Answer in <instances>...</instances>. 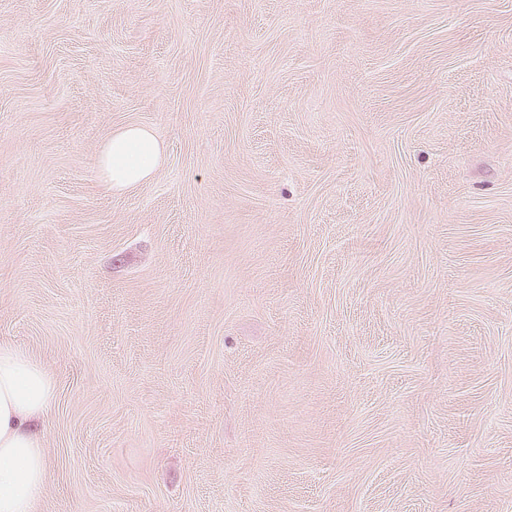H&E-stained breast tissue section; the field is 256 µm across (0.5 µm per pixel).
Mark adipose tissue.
<instances>
[{
  "label": "adipose tissue",
  "instance_id": "adipose-tissue-1",
  "mask_svg": "<svg viewBox=\"0 0 512 512\" xmlns=\"http://www.w3.org/2000/svg\"><path fill=\"white\" fill-rule=\"evenodd\" d=\"M164 143L131 124L108 135L98 167L107 190L149 182L164 160ZM46 368L21 347L0 343V512H34L47 461L40 422L55 397Z\"/></svg>",
  "mask_w": 512,
  "mask_h": 512
}]
</instances>
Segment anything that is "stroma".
Masks as SVG:
<instances>
[{"mask_svg": "<svg viewBox=\"0 0 512 512\" xmlns=\"http://www.w3.org/2000/svg\"><path fill=\"white\" fill-rule=\"evenodd\" d=\"M0 342L35 512H512V0H0ZM164 147L145 126L131 124L110 133L98 157L106 189L121 192L149 182L164 160ZM56 384L21 347L0 343V512H34L47 469L38 426Z\"/></svg>", "mask_w": 512, "mask_h": 512, "instance_id": "35a3bbf8", "label": "stroma"}]
</instances>
